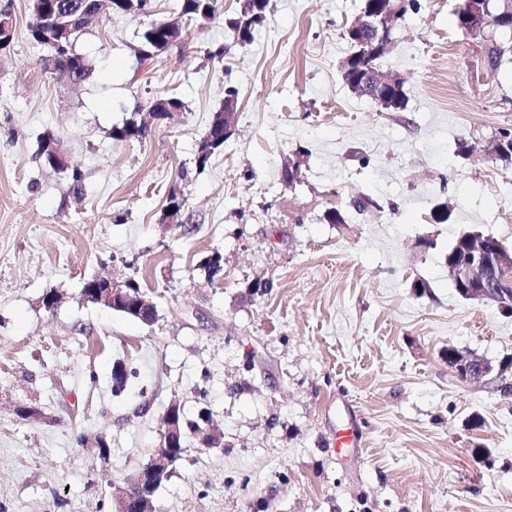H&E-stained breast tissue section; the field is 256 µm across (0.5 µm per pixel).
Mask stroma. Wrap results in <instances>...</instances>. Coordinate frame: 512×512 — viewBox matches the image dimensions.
<instances>
[{
    "label": "stroma",
    "instance_id": "1",
    "mask_svg": "<svg viewBox=\"0 0 512 512\" xmlns=\"http://www.w3.org/2000/svg\"><path fill=\"white\" fill-rule=\"evenodd\" d=\"M420 2L379 62L404 80L406 109L389 112L341 79L360 0H271L244 47L224 25L239 0H218L203 22L177 0L106 10L76 44L93 71L77 85L45 71L30 0H0L16 23L0 50V512H114L174 401L190 420L208 408L224 443L188 439L154 512H512V396L448 367L452 347L512 360V317L458 296L444 259L468 231L512 250V163L490 152L512 129V64L487 71L500 35H463L456 0ZM159 21L182 35L140 64V36ZM224 44L223 63L208 62ZM229 85L236 132L196 172ZM160 96L182 111L112 139ZM48 134L81 194L39 157ZM462 138L475 145L466 157ZM361 194L378 209L356 213ZM334 208L344 223L326 221ZM216 251L219 279L205 266ZM96 276L136 279L155 322L88 302ZM20 405L41 418L22 419ZM344 426L359 441L342 457Z\"/></svg>",
    "mask_w": 512,
    "mask_h": 512
}]
</instances>
